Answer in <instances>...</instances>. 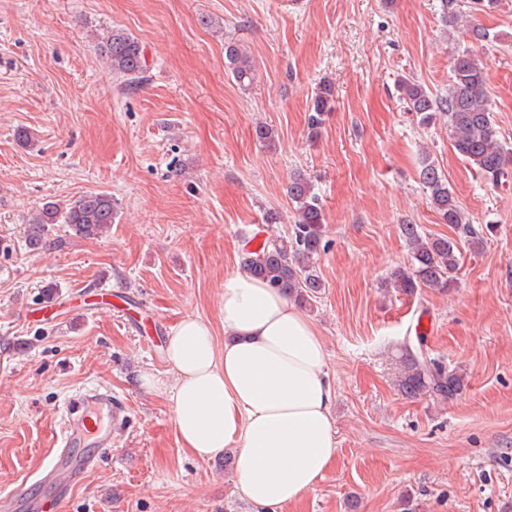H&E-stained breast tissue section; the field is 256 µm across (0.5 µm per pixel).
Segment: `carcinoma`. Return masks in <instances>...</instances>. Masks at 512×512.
Masks as SVG:
<instances>
[{
	"label": "carcinoma",
	"mask_w": 512,
	"mask_h": 512,
	"mask_svg": "<svg viewBox=\"0 0 512 512\" xmlns=\"http://www.w3.org/2000/svg\"><path fill=\"white\" fill-rule=\"evenodd\" d=\"M98 47L100 56L109 63L113 73L124 78L128 89H136L147 80L145 50L132 34L113 28L98 42ZM224 58L225 67L238 84L252 81L254 65L243 45L225 43ZM450 73L451 82L445 96L433 93L413 78L400 79L401 99L422 126L435 123L441 116L447 117L456 153L478 171L485 183L497 186L512 174V147L498 138L494 127L487 64L472 50L464 48L452 54ZM335 102L333 85L326 81L320 83L308 106L310 138L318 137L325 116L333 111ZM419 179L442 223L450 226L453 235L431 237L417 224L400 225L410 261L407 267L394 271L391 279L402 295L413 296L424 288L445 294L457 283L462 246L482 247L484 228L468 222L447 177L427 156L422 158ZM288 197L296 209L291 233L260 250L244 252L240 269L306 306L312 304L323 288L314 256L322 247L325 214L312 183L301 175L291 176ZM115 216V202L105 192H87L65 207L49 202L32 216L26 230V244L33 250L51 246L50 235L55 224L66 225L74 237L94 238L114 223ZM396 360L395 386L406 399L430 396L450 400L468 386L467 375L432 357L421 336L418 344L402 346Z\"/></svg>",
	"instance_id": "obj_1"
}]
</instances>
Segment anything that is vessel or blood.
<instances>
[{
	"mask_svg": "<svg viewBox=\"0 0 512 512\" xmlns=\"http://www.w3.org/2000/svg\"><path fill=\"white\" fill-rule=\"evenodd\" d=\"M125 416L111 389L84 387L63 407L57 446L36 481H22L0 493V512H56L112 446V426Z\"/></svg>",
	"mask_w": 512,
	"mask_h": 512,
	"instance_id": "b4317fda",
	"label": "vessel or blood"
}]
</instances>
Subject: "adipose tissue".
<instances>
[{"mask_svg":"<svg viewBox=\"0 0 512 512\" xmlns=\"http://www.w3.org/2000/svg\"><path fill=\"white\" fill-rule=\"evenodd\" d=\"M224 340L198 317L167 338L168 396L182 448L199 459L236 458L235 481L253 512H282L336 458L334 390L314 321L288 297L237 271L224 280Z\"/></svg>","mask_w":512,"mask_h":512,"instance_id":"adipose-tissue-1","label":"adipose tissue"}]
</instances>
